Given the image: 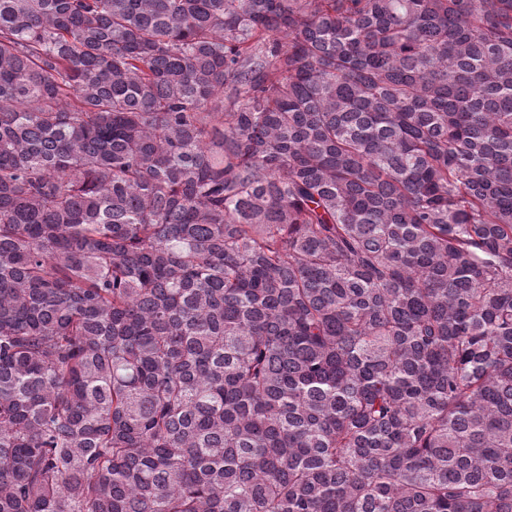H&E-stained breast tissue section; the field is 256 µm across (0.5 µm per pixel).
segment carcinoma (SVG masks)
Listing matches in <instances>:
<instances>
[{"mask_svg": "<svg viewBox=\"0 0 512 512\" xmlns=\"http://www.w3.org/2000/svg\"><path fill=\"white\" fill-rule=\"evenodd\" d=\"M0 512H512V0H0Z\"/></svg>", "mask_w": 512, "mask_h": 512, "instance_id": "carcinoma-1", "label": "carcinoma"}]
</instances>
